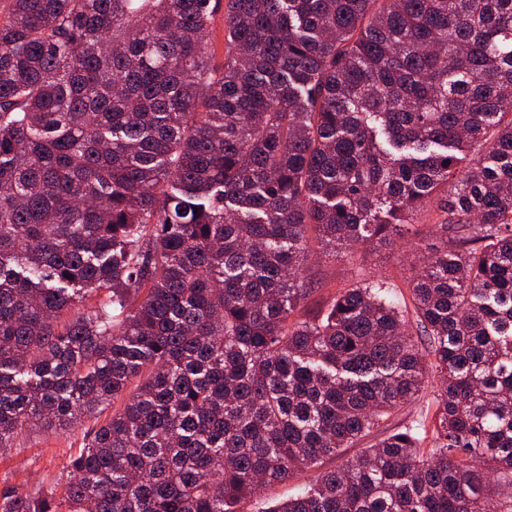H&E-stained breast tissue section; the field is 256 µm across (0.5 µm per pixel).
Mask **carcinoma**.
Instances as JSON below:
<instances>
[{"label":"carcinoma","mask_w":512,"mask_h":512,"mask_svg":"<svg viewBox=\"0 0 512 512\" xmlns=\"http://www.w3.org/2000/svg\"><path fill=\"white\" fill-rule=\"evenodd\" d=\"M441 191L413 321L380 281L296 318L311 235L401 237ZM433 377L432 431L264 512L512 488V0H6L0 450L112 415L0 512H248Z\"/></svg>","instance_id":"carcinoma-1"}]
</instances>
